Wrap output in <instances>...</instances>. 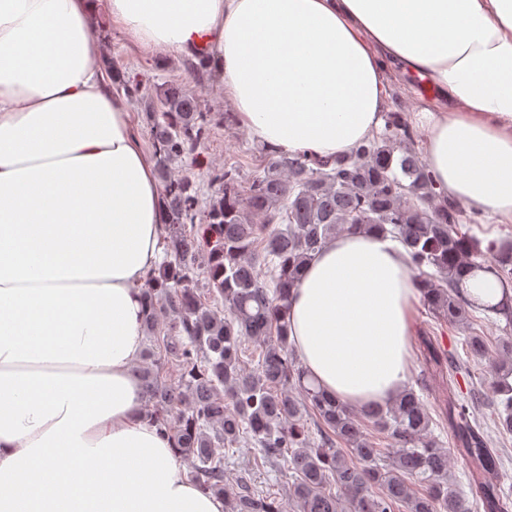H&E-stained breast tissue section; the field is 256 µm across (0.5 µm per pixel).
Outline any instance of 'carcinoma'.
<instances>
[{
  "instance_id": "1",
  "label": "carcinoma",
  "mask_w": 512,
  "mask_h": 512,
  "mask_svg": "<svg viewBox=\"0 0 512 512\" xmlns=\"http://www.w3.org/2000/svg\"><path fill=\"white\" fill-rule=\"evenodd\" d=\"M116 80L143 102L164 184V258L142 286L146 366L139 381L147 416L187 463L190 481L223 498L224 512H285L246 474L233 488L224 482L216 449L249 441L263 463H288V502L298 512H506L512 492L499 479V452L476 424L473 402L448 409L476 492L471 502L448 484V449L432 436V417L414 389L356 411L308 379L288 339L290 289L310 256L345 228H375L398 240L424 306L451 325L480 310L463 288L473 269L512 285V240L483 248L461 230L463 221L483 223L484 214H465L437 192L400 113H385L382 132L346 154L273 156L246 184L233 166L211 168L218 196L207 203L193 180L170 171L196 158L211 135V116L196 95L175 82L148 101L137 78L118 73ZM250 341L261 347L254 367L244 360ZM466 345L494 372L497 430L512 435V340L494 355L479 334ZM369 426L390 440L391 460L367 437Z\"/></svg>"
}]
</instances>
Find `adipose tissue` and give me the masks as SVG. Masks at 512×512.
Here are the masks:
<instances>
[{
  "label": "adipose tissue",
  "mask_w": 512,
  "mask_h": 512,
  "mask_svg": "<svg viewBox=\"0 0 512 512\" xmlns=\"http://www.w3.org/2000/svg\"><path fill=\"white\" fill-rule=\"evenodd\" d=\"M214 70L283 155L375 134L380 60L427 79L437 191L512 224V0H0V512H224L145 415L141 285L162 192L95 21ZM421 292L404 248L331 236L288 297L309 376L361 409L407 380Z\"/></svg>",
  "instance_id": "adipose-tissue-1"
}]
</instances>
